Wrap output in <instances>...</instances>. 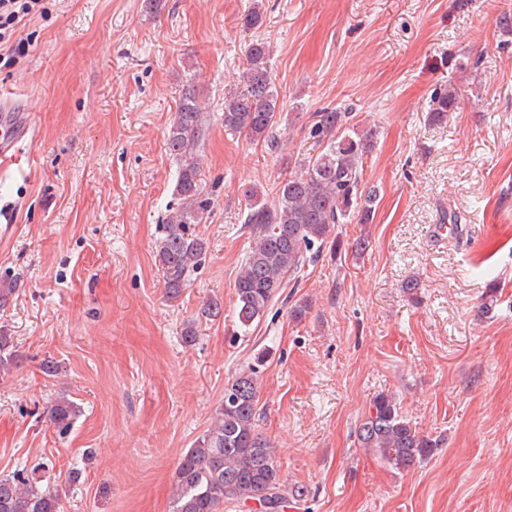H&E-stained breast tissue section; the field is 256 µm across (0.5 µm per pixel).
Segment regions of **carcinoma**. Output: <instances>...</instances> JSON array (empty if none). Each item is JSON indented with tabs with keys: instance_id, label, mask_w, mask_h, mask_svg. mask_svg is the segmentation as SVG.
<instances>
[{
	"instance_id": "carcinoma-1",
	"label": "carcinoma",
	"mask_w": 512,
	"mask_h": 512,
	"mask_svg": "<svg viewBox=\"0 0 512 512\" xmlns=\"http://www.w3.org/2000/svg\"><path fill=\"white\" fill-rule=\"evenodd\" d=\"M248 31L263 25L258 0L241 17ZM246 68L240 86L224 100V131L262 142L269 151L280 149L275 127L280 112L271 74L267 41L251 40L245 50ZM461 88L448 86L434 93L428 105L429 121L448 122L458 108ZM206 116L194 84L183 89L166 139L170 155L181 161L173 194L179 206L162 224L157 259L164 270L166 294L181 295L192 273L207 253V241L196 233L210 211L204 193L199 135ZM348 113L325 110L316 114L314 137L326 141L323 152L300 161V170L278 185L277 203L269 207L257 190H246L248 211L244 223L253 226V240L235 288V313L240 328H250L266 314L283 288L285 278L296 277L316 261L337 224L357 220L372 222L378 194L363 185L364 157L372 148L374 133L346 128ZM16 345L0 331V369L16 364ZM229 394L217 409L211 427L182 456L176 470L171 512H224V505L258 500L281 508L288 497L304 495L288 489L270 443L257 431L258 382L250 366L227 383ZM79 409L62 398L51 407L49 419L66 429ZM362 447L382 456L397 469H406L430 456L437 441L422 435L400 411L396 400L381 393L373 399L369 415L359 429ZM0 512H60L54 487L40 484L18 472L0 478Z\"/></svg>"
}]
</instances>
